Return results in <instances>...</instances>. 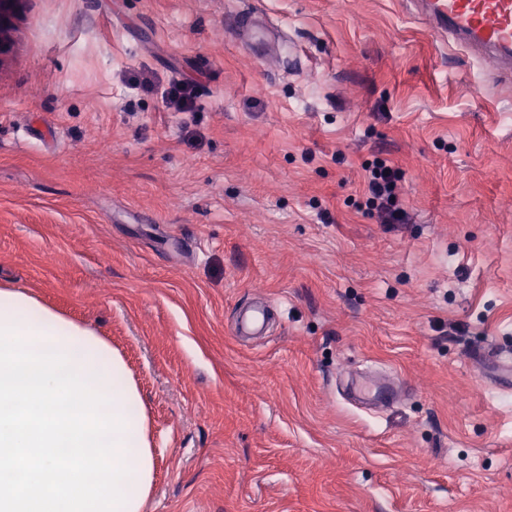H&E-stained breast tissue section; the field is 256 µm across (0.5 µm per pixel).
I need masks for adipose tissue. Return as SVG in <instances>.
I'll return each instance as SVG.
<instances>
[{"instance_id":"obj_1","label":"adipose tissue","mask_w":512,"mask_h":512,"mask_svg":"<svg viewBox=\"0 0 512 512\" xmlns=\"http://www.w3.org/2000/svg\"><path fill=\"white\" fill-rule=\"evenodd\" d=\"M14 322L20 327L21 338L34 341L36 350L52 346L72 352L71 364L79 376L99 372L94 389L114 400L113 405L103 406V413H120L126 420L118 451L132 472L118 486L126 494L129 512H144L155 480L156 450L140 391L123 356L91 327L45 307L22 289L0 287V326Z\"/></svg>"}]
</instances>
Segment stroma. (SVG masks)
Masks as SVG:
<instances>
[{
  "instance_id": "35a3bbf8",
  "label": "stroma",
  "mask_w": 512,
  "mask_h": 512,
  "mask_svg": "<svg viewBox=\"0 0 512 512\" xmlns=\"http://www.w3.org/2000/svg\"><path fill=\"white\" fill-rule=\"evenodd\" d=\"M9 40L0 284L124 355L145 512H512V392L473 360L512 355V76L407 0H21ZM378 157L405 223L365 206ZM358 369L401 400L357 405ZM197 90L192 82L177 81L169 83L162 91L163 101L174 106L181 112H189L193 108Z\"/></svg>"
}]
</instances>
